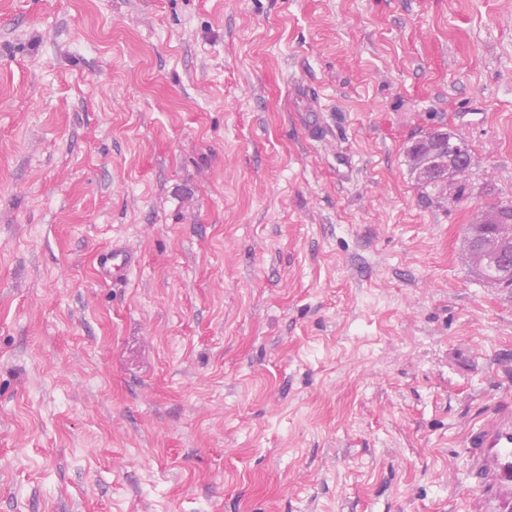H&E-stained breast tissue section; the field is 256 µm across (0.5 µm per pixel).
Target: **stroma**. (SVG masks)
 Listing matches in <instances>:
<instances>
[{
	"mask_svg": "<svg viewBox=\"0 0 512 512\" xmlns=\"http://www.w3.org/2000/svg\"><path fill=\"white\" fill-rule=\"evenodd\" d=\"M496 202L512 0H0V512H465ZM440 132H434L428 136H435ZM416 159L418 162V175L423 180H429L434 176L436 167L442 170L438 180L459 172L469 163V148L461 141L454 142L448 133L439 137L435 136L415 145ZM134 254L121 244H113L110 249L96 256V271L103 279H112L121 271L127 272L135 265Z\"/></svg>",
	"mask_w": 512,
	"mask_h": 512,
	"instance_id": "35a3bbf8",
	"label": "stroma"
}]
</instances>
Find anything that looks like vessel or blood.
I'll list each match as a JSON object with an SVG mask.
<instances>
[{"label":"vessel or blood","instance_id":"obj_1","mask_svg":"<svg viewBox=\"0 0 512 512\" xmlns=\"http://www.w3.org/2000/svg\"><path fill=\"white\" fill-rule=\"evenodd\" d=\"M135 263L127 247L115 244L97 254L96 271L109 279ZM463 447L471 487L467 512H512V403L483 415L468 430Z\"/></svg>","mask_w":512,"mask_h":512}]
</instances>
